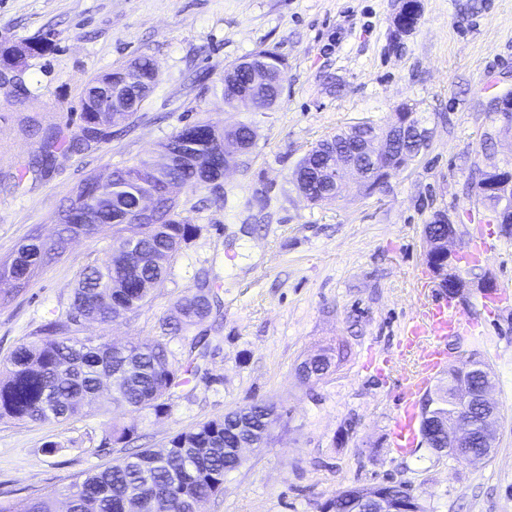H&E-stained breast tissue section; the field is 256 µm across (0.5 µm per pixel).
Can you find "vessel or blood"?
Returning a JSON list of instances; mask_svg holds the SVG:
<instances>
[{
    "label": "vessel or blood",
    "mask_w": 512,
    "mask_h": 512,
    "mask_svg": "<svg viewBox=\"0 0 512 512\" xmlns=\"http://www.w3.org/2000/svg\"><path fill=\"white\" fill-rule=\"evenodd\" d=\"M467 331L460 310L435 293L421 302L401 330L400 360L409 364L401 380V407L391 426L392 448L410 453L419 441V403L448 366V339Z\"/></svg>",
    "instance_id": "vessel-or-blood-1"
}]
</instances>
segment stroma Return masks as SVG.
<instances>
[{
  "instance_id": "stroma-1",
  "label": "stroma",
  "mask_w": 512,
  "mask_h": 512,
  "mask_svg": "<svg viewBox=\"0 0 512 512\" xmlns=\"http://www.w3.org/2000/svg\"><path fill=\"white\" fill-rule=\"evenodd\" d=\"M420 6L417 26L401 36L393 24L400 0H0V46L57 33L52 51L0 84L2 175L39 151L27 122L77 129L92 78L141 56L158 70L140 111L99 150L56 154L45 175L0 186V262L32 231L54 237L52 216L84 178L146 157L185 124L256 130L219 192H180L200 231L172 257L150 303L81 328L118 347L152 343L195 271L214 283L219 307L169 340L179 359L204 340L196 379L167 413L123 417L136 425L139 447L158 450L228 411L273 405L262 447L244 449L243 463L199 512H320L349 488L389 480L406 485L425 512H512V239L490 223L474 191L478 168L512 162V131L492 114L495 98L512 91V0ZM261 49L285 61L277 105L229 110L225 68ZM405 102L432 137L404 171L371 193L346 175L343 195L317 204L298 192L292 173L316 143L361 121L388 126ZM438 211L460 242L483 235L490 246L462 267L471 290L460 309L474 326L465 343L486 360L499 407L490 456L470 464L425 447L398 455L389 434L398 375L382 364L397 356L421 293L436 287L423 229ZM113 233L103 225L71 240L0 305V362L45 320L65 315L81 271L102 261ZM487 280L498 287L490 304L480 290ZM323 351L339 362L321 379L299 378V365ZM111 419L0 420V500L23 512L34 496L125 455L123 445L104 442ZM49 442L57 453H45Z\"/></svg>"
}]
</instances>
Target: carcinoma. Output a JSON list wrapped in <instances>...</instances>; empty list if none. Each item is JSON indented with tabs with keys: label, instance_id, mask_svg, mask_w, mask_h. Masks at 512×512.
I'll return each mask as SVG.
<instances>
[{
	"label": "carcinoma",
	"instance_id": "1",
	"mask_svg": "<svg viewBox=\"0 0 512 512\" xmlns=\"http://www.w3.org/2000/svg\"><path fill=\"white\" fill-rule=\"evenodd\" d=\"M141 73L143 89L132 96L131 112L110 113L106 83L122 74L114 70L92 79L85 89L81 123L74 132L39 123L28 126L31 136L40 137V150L29 164L12 176L14 185L24 178L46 171L55 153L83 155L98 150L112 139V128L139 111L156 83L151 61L136 59L129 67ZM224 103L233 109L264 112L278 98L270 88H257L240 74L236 65L224 72ZM256 132L242 124L225 130L209 121H197L168 136L157 153L176 155L175 164L159 168L150 156L132 164L115 166L105 194L129 207L142 196L155 202L152 219L146 224H123L120 209L103 204L96 192V177H86L57 210V236L47 242L30 236L8 263L0 262V304L23 291L46 263L61 257L68 241L77 235L91 236L110 224L116 227L103 261L86 268L77 281L65 319L44 325L37 341L19 345L4 361L0 372V418L25 422L68 421L89 412L109 380L105 405L113 413L149 409L157 414L170 410L174 389L190 383L199 372L198 359L204 348L197 342L180 361L170 358L167 343L118 348L90 337L77 336L79 317L109 323L127 313H136L151 300V292L167 275V265L184 243L199 231L185 214L177 191L218 189L224 175V143L232 139L244 150L255 145ZM348 133L317 143L298 163L301 169L319 164L329 147L343 144ZM126 232H121L119 226ZM213 283L198 276L189 292L177 302L178 317L162 325L163 335L176 336L208 316L214 304ZM428 418L453 417L460 412L451 388L427 393ZM267 405L253 403L224 416L202 422L177 433L170 440L172 451L133 448L112 463L90 469L74 481L76 493L50 491L33 498L24 512H60L63 498L66 512H125L127 499L154 498L162 512H198L199 503L220 492L224 471L234 465L240 444L258 435L264 425ZM136 427L112 422L108 442L127 444ZM392 495L387 487H353L342 503L341 512H353L356 502L378 494Z\"/></svg>",
	"mask_w": 512,
	"mask_h": 512
}]
</instances>
